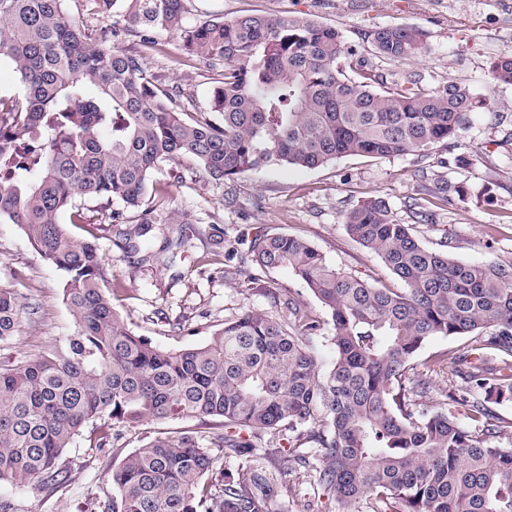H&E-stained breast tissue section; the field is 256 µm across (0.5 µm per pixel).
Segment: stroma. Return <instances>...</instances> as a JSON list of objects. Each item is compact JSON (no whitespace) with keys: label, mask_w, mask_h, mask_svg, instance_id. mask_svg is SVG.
Segmentation results:
<instances>
[{"label":"stroma","mask_w":512,"mask_h":512,"mask_svg":"<svg viewBox=\"0 0 512 512\" xmlns=\"http://www.w3.org/2000/svg\"><path fill=\"white\" fill-rule=\"evenodd\" d=\"M312 17L337 27L344 46L368 59L385 85L416 79L430 90L454 80L470 87L504 118L491 124L474 113L457 146L437 144L428 156L390 158L346 156L314 169L272 165L224 184L212 183L191 160L159 167L152 175L157 194L149 203L157 222L138 254L125 253L113 234L98 230L97 213L83 224L62 216L72 236L94 239L108 263L113 305L136 335L161 348L178 350L205 343L226 321L248 309L283 320L286 299H294L318 320L321 330L305 340L319 366L329 367L335 351L326 310L288 268L262 270L251 263V246L263 235H297L312 242L326 260L370 282L398 289L396 279L374 254L350 238L344 213L359 201L381 196L398 222L411 225L415 238L431 249L450 245L453 258L469 263L512 262V85L490 79L492 59L512 55V0H191L190 20L203 15L231 19L249 14ZM377 26H416L426 34L420 54L389 61L373 53L365 35ZM151 49H140L144 68L157 83L179 88L191 111H208V70L185 58L178 33L161 31ZM464 186L463 196L430 204L421 191L422 176ZM420 203L428 221H415L410 204ZM224 233V251L213 254L212 230ZM188 242L177 246L180 235ZM0 283L20 296V325L0 344V361L40 354L61 343L73 329L63 301V275L28 242L17 225L0 220ZM447 352L448 365L433 377L420 408L438 410L449 387L460 386L458 358L484 363L466 336L432 338L414 360ZM184 431L209 442L196 418L148 420L112 428L110 447L90 450L83 437L66 448L60 463L67 471L61 485L34 480L22 486L0 483V512H101L115 497L109 473L135 448L163 432ZM249 448L236 453L212 448V480L248 484L254 469L266 471L279 486L268 512H338L323 496L311 468L288 456L296 433L283 428L249 431Z\"/></svg>","instance_id":"stroma-1"}]
</instances>
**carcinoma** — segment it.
Segmentation results:
<instances>
[{"label": "carcinoma", "instance_id": "1", "mask_svg": "<svg viewBox=\"0 0 512 512\" xmlns=\"http://www.w3.org/2000/svg\"><path fill=\"white\" fill-rule=\"evenodd\" d=\"M0 0V58L20 97L0 96V219L18 225L64 273L74 329L41 355L0 362V482L59 484L63 451L90 424V447L106 448L112 426L147 419H217L213 444L241 452L243 430H308L320 447L317 486L338 512L361 503L404 512H512V449L499 442L489 404L512 402V262L464 263L423 246L382 197L343 215L348 234L404 284L393 290L329 264L308 240L271 235L252 247L261 269L288 267L326 309L336 359L321 370L303 339L320 330L296 302L288 319L247 310L198 346L165 350L121 321L108 264L92 241L60 223L98 203L120 246L136 253L157 223L147 194L154 171L189 158L216 184L271 165L313 169L344 156L425 155L455 144L482 107L458 82L428 90L417 80L387 86L343 34L315 19L209 15L185 23L190 0ZM177 32L181 49L212 73L209 113L185 118L177 91L122 48L155 45ZM415 26L375 27L373 51L398 61L420 53ZM492 80L512 85V56L494 59ZM439 202L464 187L438 180ZM138 213L134 230L121 228ZM21 302L0 284V342L15 335ZM435 336H469L489 362L465 371L448 410L418 411L448 353L426 371L413 360ZM469 407L478 428L452 408ZM214 460L192 435L161 434L112 470L118 497L104 512H262L277 495L255 474L250 487L207 482Z\"/></svg>", "mask_w": 512, "mask_h": 512}]
</instances>
